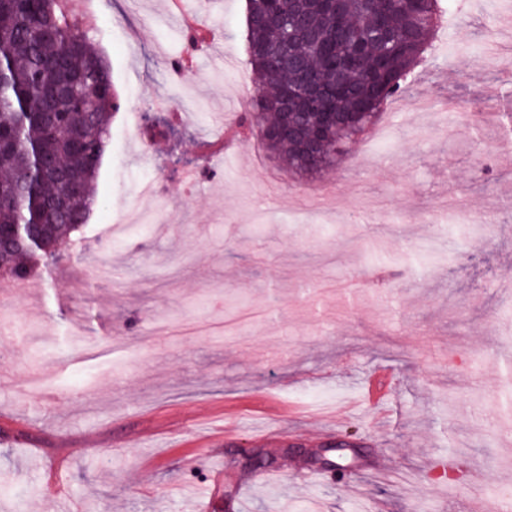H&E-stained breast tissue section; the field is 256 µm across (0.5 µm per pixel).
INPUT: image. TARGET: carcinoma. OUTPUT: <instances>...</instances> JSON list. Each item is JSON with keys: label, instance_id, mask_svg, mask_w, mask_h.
<instances>
[{"label": "carcinoma", "instance_id": "1", "mask_svg": "<svg viewBox=\"0 0 512 512\" xmlns=\"http://www.w3.org/2000/svg\"><path fill=\"white\" fill-rule=\"evenodd\" d=\"M456 0H327L310 15L324 39L302 40L299 0H247L249 62L258 84L238 125L254 127L288 170L316 174L410 87ZM67 0H0V236L27 225L28 246L0 255V277L55 264L98 204L96 178L120 107L93 26ZM324 94L305 99L307 86ZM326 122L315 155L277 137L282 105Z\"/></svg>", "mask_w": 512, "mask_h": 512}]
</instances>
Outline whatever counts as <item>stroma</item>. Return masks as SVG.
<instances>
[{
	"label": "stroma",
	"instance_id": "1",
	"mask_svg": "<svg viewBox=\"0 0 512 512\" xmlns=\"http://www.w3.org/2000/svg\"><path fill=\"white\" fill-rule=\"evenodd\" d=\"M87 0L123 105L79 249L0 292L25 337L0 358V512H471L512 505V64L488 67L502 0H458L438 50L334 168L295 179L257 138L214 161L255 90L246 0ZM184 99L168 137L135 116ZM492 156L491 176L479 172ZM202 172L182 182L185 169ZM112 277L96 274L103 247ZM393 384L357 396L372 376ZM347 437L343 471L284 456ZM278 455L260 477L240 449ZM463 460L443 488L435 465ZM386 470H375L378 459Z\"/></svg>",
	"mask_w": 512,
	"mask_h": 512
}]
</instances>
